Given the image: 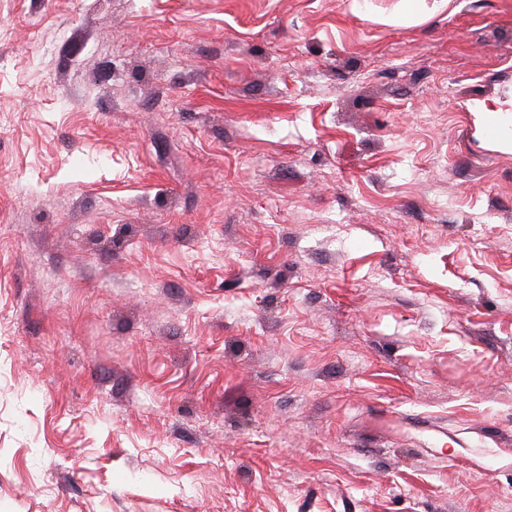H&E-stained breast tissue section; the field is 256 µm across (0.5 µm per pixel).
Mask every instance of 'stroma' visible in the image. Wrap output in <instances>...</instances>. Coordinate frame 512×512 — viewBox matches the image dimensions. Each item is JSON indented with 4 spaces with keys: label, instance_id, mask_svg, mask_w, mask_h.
Returning <instances> with one entry per match:
<instances>
[{
    "label": "stroma",
    "instance_id": "35a3bbf8",
    "mask_svg": "<svg viewBox=\"0 0 512 512\" xmlns=\"http://www.w3.org/2000/svg\"><path fill=\"white\" fill-rule=\"evenodd\" d=\"M0 0V512H512V0ZM399 0L392 12V19L405 23H417L448 4L447 0ZM478 112L481 114H493L498 119H500L503 123V126L506 130L505 140L503 142L504 146L508 148H512V130L510 126H512V95L507 98H493L487 102H482L478 107Z\"/></svg>",
    "mask_w": 512,
    "mask_h": 512
}]
</instances>
